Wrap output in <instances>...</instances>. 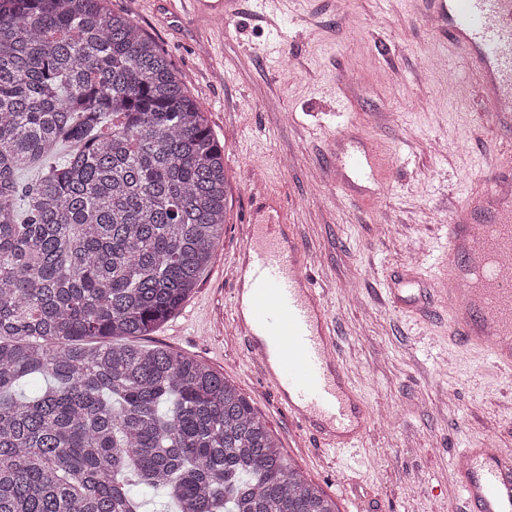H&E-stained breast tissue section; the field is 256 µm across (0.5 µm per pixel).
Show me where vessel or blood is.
<instances>
[{"label":"vessel or blood","instance_id":"obj_1","mask_svg":"<svg viewBox=\"0 0 512 512\" xmlns=\"http://www.w3.org/2000/svg\"><path fill=\"white\" fill-rule=\"evenodd\" d=\"M195 12L230 17L235 0H189ZM438 38L474 64L489 111L512 100V0H419ZM499 179L471 195L448 226V262L437 281L448 341L512 374V200ZM233 319L246 352L275 391L277 408L323 448L364 435L368 411L333 349L331 315L306 270L295 232L250 224L234 256ZM460 512H512V457L464 448L455 469Z\"/></svg>","mask_w":512,"mask_h":512}]
</instances>
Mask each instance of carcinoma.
<instances>
[{"label":"carcinoma","instance_id":"obj_1","mask_svg":"<svg viewBox=\"0 0 512 512\" xmlns=\"http://www.w3.org/2000/svg\"><path fill=\"white\" fill-rule=\"evenodd\" d=\"M0 7V512H339L252 402L141 343L224 238V146L104 0ZM63 141L73 144L57 156ZM37 169L22 186L18 175ZM44 385L18 394L28 378Z\"/></svg>","mask_w":512,"mask_h":512}]
</instances>
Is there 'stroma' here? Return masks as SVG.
<instances>
[{
  "label": "stroma",
  "mask_w": 512,
  "mask_h": 512,
  "mask_svg": "<svg viewBox=\"0 0 512 512\" xmlns=\"http://www.w3.org/2000/svg\"><path fill=\"white\" fill-rule=\"evenodd\" d=\"M167 51L224 146V238L190 299L144 337L224 374L286 457L340 512H455L456 456L512 455V378L448 343L435 291L466 196L512 178V125L493 129L465 57L416 0H237L229 21L180 0H106ZM347 135L376 156L374 191L337 181ZM294 226L331 313L336 354L369 411L356 447L324 453L275 405L232 318L249 221ZM419 290L425 319L395 308Z\"/></svg>",
  "instance_id": "stroma-1"
}]
</instances>
